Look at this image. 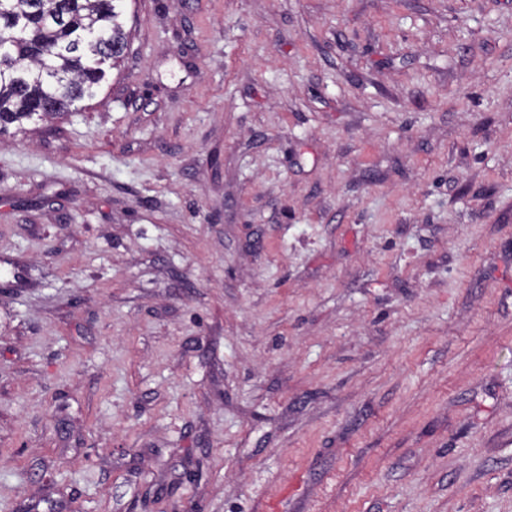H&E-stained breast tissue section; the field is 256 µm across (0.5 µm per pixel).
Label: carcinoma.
Returning <instances> with one entry per match:
<instances>
[{"label": "carcinoma", "mask_w": 512, "mask_h": 512, "mask_svg": "<svg viewBox=\"0 0 512 512\" xmlns=\"http://www.w3.org/2000/svg\"><path fill=\"white\" fill-rule=\"evenodd\" d=\"M123 0H0V134L91 97L128 48Z\"/></svg>", "instance_id": "carcinoma-1"}]
</instances>
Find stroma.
Returning a JSON list of instances; mask_svg holds the SVG:
<instances>
[{
  "label": "stroma",
  "instance_id": "1",
  "mask_svg": "<svg viewBox=\"0 0 512 512\" xmlns=\"http://www.w3.org/2000/svg\"><path fill=\"white\" fill-rule=\"evenodd\" d=\"M0 135V512H512V0H126Z\"/></svg>",
  "mask_w": 512,
  "mask_h": 512
}]
</instances>
